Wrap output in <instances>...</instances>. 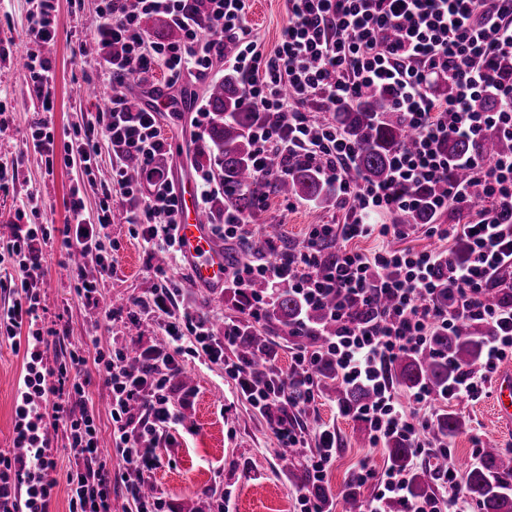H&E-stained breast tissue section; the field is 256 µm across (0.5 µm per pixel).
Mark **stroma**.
I'll return each instance as SVG.
<instances>
[{"label": "stroma", "mask_w": 512, "mask_h": 512, "mask_svg": "<svg viewBox=\"0 0 512 512\" xmlns=\"http://www.w3.org/2000/svg\"><path fill=\"white\" fill-rule=\"evenodd\" d=\"M53 5L58 34L48 55L55 73L51 114L54 156L48 161L28 143L30 128L42 114L28 77L13 63L14 56L25 54L29 46L30 0H0V113L9 120L8 129L0 131V159L17 163L21 172L14 190L0 194V223L13 221L20 208L28 224L60 226L71 221L68 200L74 174L65 161V147L75 129L93 121L113 95V85L104 74L106 62L112 58V45L95 37L104 0H53ZM247 22L254 38L266 49H273L288 22L286 0H250ZM85 38L96 39L98 45L97 53L88 58L78 52V44ZM153 83L166 88L169 98L181 107L179 118L165 112L158 117L169 145L160 169L179 178L194 176L202 167L215 169L216 152L207 132L193 122L197 106L206 100L207 83L187 77L169 85L162 67L155 70ZM78 86L93 87L94 96L74 97L72 90ZM111 178L112 147L104 142L96 166L82 183V196L89 217H96L103 204L112 208L114 272L100 276L96 261L89 257L81 267H74L59 248L52 247L47 249L43 263L42 288L48 321L57 322L66 334L64 343L50 347L48 353L62 358L73 349L84 351L89 400L105 438L111 428L110 397L93 363L97 350L168 344L159 327L163 313L144 307L154 288L161 285L154 275L157 253L130 235L125 217L131 206L126 198L116 193L104 199L101 186ZM35 192L40 201L32 209L26 202ZM345 221L346 213L338 203L324 206L272 194L257 219L255 234L271 237L273 246L294 248L305 242L312 225ZM79 268L88 277H99L98 306L88 305L75 294L73 278ZM171 275L182 288L177 311L207 314L213 336L223 337L224 321L238 318L237 309L189 282L186 265H175ZM177 362L193 384L188 389H175L177 409L185 423L173 426L157 450L160 464L150 477L156 493L171 504L173 512H220L224 507L229 512H299V491L292 475L305 469L312 448L302 449L293 458L283 456L273 424L241 393L223 364L186 354L178 356ZM22 371V354L0 343V450L13 446L17 384ZM432 412L453 413L464 424L462 433L448 443L455 461L473 460L481 444L487 442L512 452V428H505L496 419L492 396L461 402L437 399ZM300 423L310 435L322 426L336 434V454L322 485L336 503L362 464L379 472L390 465L386 444L373 443L366 424L341 414L331 396L319 394L311 409L301 415Z\"/></svg>", "instance_id": "1"}]
</instances>
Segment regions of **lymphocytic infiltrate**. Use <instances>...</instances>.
I'll return each mask as SVG.
<instances>
[{
    "label": "lymphocytic infiltrate",
    "mask_w": 512,
    "mask_h": 512,
    "mask_svg": "<svg viewBox=\"0 0 512 512\" xmlns=\"http://www.w3.org/2000/svg\"><path fill=\"white\" fill-rule=\"evenodd\" d=\"M30 45L25 69L43 111L54 109V72L40 46L55 40L56 17L51 0H32ZM288 23L273 51H266L246 22L248 0H110L100 13L98 30L118 46L108 63V78L123 81L128 57L138 60L137 76L148 84L156 66H165L170 84L184 76L206 77L213 59L237 72L247 87V105L261 109L264 119L251 132L253 167L268 170L271 155L304 158L320 168L326 181L336 186L338 202L347 211V223L313 225L303 246L277 252L273 261L239 263L224 271V285L233 293L247 292L253 281L267 283L263 294L252 296L247 309L255 322L264 320L279 291L288 289L309 308L328 297L335 325L325 353L303 344L293 347L288 378L264 392L249 393L252 404L275 416V432L286 448L306 447L298 416L316 400L314 374L321 356H329L337 373L349 385L366 388L372 398L353 415L364 422L373 442L400 437L409 441L414 455L429 451L432 422L426 409L434 396L425 387L403 405L388 376L391 362L404 353L425 347L432 331L452 330L471 318L493 327L486 338L479 369L464 372L442 397L476 400L499 364L512 357V154L487 163L479 157L448 156V139H481L493 131L512 138V71L498 67L500 58L512 57V0H287ZM157 14L180 30L173 43L152 40L141 26L143 16ZM216 26L204 28L201 17ZM395 36L383 40L385 30ZM237 51L225 56V43ZM448 82L447 98L429 92L432 81ZM375 88L397 92L394 107L413 129L412 147L397 154L385 183L354 178L355 149L336 133L329 112L356 101ZM481 97L497 100L490 112L478 111ZM325 111L316 118L313 107ZM97 129L75 133L68 146L70 162L80 174H90L100 154V141L112 146V179L104 184V197L120 193L132 209L127 217L132 232L152 249L172 258L182 255L177 236L179 198L168 173L154 161L165 151L166 139L157 123L156 107L131 108L126 96L112 97L96 116ZM141 164L144 182L131 181L128 158ZM467 171L465 180L451 170ZM440 184L430 206L434 212L465 214L461 224H426L425 236L441 241L466 240L467 255L457 260L452 251L391 249L388 237L405 238L409 229L383 223L384 214L415 206L416 197L398 194V187ZM482 189L473 198L472 186ZM72 220L63 227L52 224H12L0 249L16 262L23 289L0 307V341L24 352V373L19 381L14 417V448L0 452V512H47L56 485L57 450L50 437L63 428L76 457V467L66 477L69 512H112V466L100 450V430L89 407L84 374L86 359L74 350L68 359L49 361V341L57 329L45 326L43 249L59 243L72 261L95 256L101 273H110L104 238L112 224L111 207H103L95 220H87L81 190L72 186L69 200ZM374 238L381 245L370 253L347 248V241ZM337 244L333 258L322 248ZM155 276L151 306L166 312L161 328L173 342L191 339L192 355L223 364L236 382L246 371L226 360L235 345L236 329L223 340L212 337L204 317L171 313L179 290L164 268ZM447 305H440V292ZM504 301H486L488 293ZM386 300L385 308L356 321L354 308ZM144 368L136 374L125 366L126 351L97 353L110 393V439L124 462L121 483L136 512H167L159 496L141 499L138 488L159 463L156 450L169 424L179 422L170 379L177 367L173 353L152 346L142 350ZM358 485H373L375 492L363 512H386L388 504L403 505L404 512H450L447 499L434 496L420 501L409 497L410 475L387 468L375 472L363 466Z\"/></svg>",
    "instance_id": "obj_1"
}]
</instances>
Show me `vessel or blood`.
I'll return each mask as SVG.
<instances>
[{"instance_id":"1","label":"vessel or blood","mask_w":512,"mask_h":512,"mask_svg":"<svg viewBox=\"0 0 512 512\" xmlns=\"http://www.w3.org/2000/svg\"><path fill=\"white\" fill-rule=\"evenodd\" d=\"M181 211L178 235L182 240L183 259L194 283L213 295L224 292V270L229 256L222 244L211 234L205 211L198 204L194 190L179 185ZM494 411L497 419L512 423V368L499 372L494 392Z\"/></svg>"}]
</instances>
